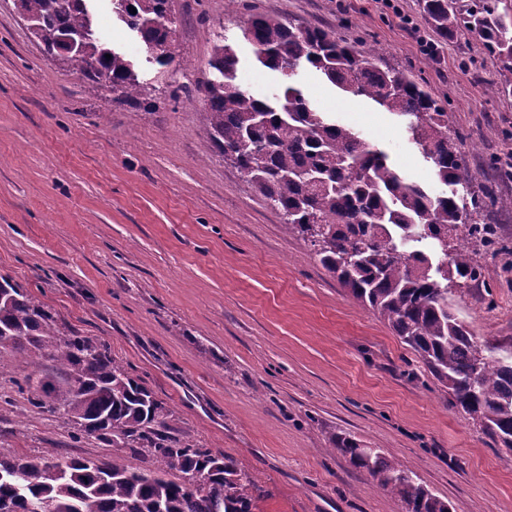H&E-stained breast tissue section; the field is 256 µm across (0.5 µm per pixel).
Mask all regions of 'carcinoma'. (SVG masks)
Here are the masks:
<instances>
[{"label": "carcinoma", "mask_w": 512, "mask_h": 512, "mask_svg": "<svg viewBox=\"0 0 512 512\" xmlns=\"http://www.w3.org/2000/svg\"><path fill=\"white\" fill-rule=\"evenodd\" d=\"M54 2L17 0L21 14L38 24L44 51H56L65 32L80 37L81 47L61 58L70 71L124 99L146 95L128 55L102 42L86 0H71L62 14ZM167 2L112 0L113 13L143 43L161 46V66L178 56L175 40L163 31ZM423 2L437 33L466 29L486 41L500 76L498 92H511L512 0ZM241 34L257 65L279 74L280 89L258 97L237 84L236 49L217 36L209 66L220 78L204 86L206 134L282 212L284 229L308 242L320 265L415 352L449 404L511 449L512 343L478 341L448 294L481 281L472 241L497 244L495 227L476 220L483 203L512 206V198L470 194L461 139L448 134V110L404 70L382 68L376 48L360 50L322 28L293 27L261 14ZM302 64L342 93L405 119L409 141L447 190L434 194L406 180L385 151L314 107L295 75L286 73ZM9 352L57 369L52 376L13 378L30 405L65 416L75 439L93 437L120 453L110 460H60L49 450L0 453V512L256 510L260 488L234 457L171 436V410L105 345L60 335L42 302L8 282L0 288V377L7 374ZM333 445L405 512H450L408 466L379 449L340 435ZM124 451L143 466L128 465Z\"/></svg>", "instance_id": "carcinoma-1"}]
</instances>
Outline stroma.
I'll return each instance as SVG.
<instances>
[{"label": "stroma", "instance_id": "1", "mask_svg": "<svg viewBox=\"0 0 512 512\" xmlns=\"http://www.w3.org/2000/svg\"><path fill=\"white\" fill-rule=\"evenodd\" d=\"M181 61H147L140 41L95 0L108 46L133 60L148 95L95 91L52 61L16 0H0V279L109 348L172 411V435L233 456L264 489L256 512H403L332 449L343 434L409 466L451 512H512V448L448 403L415 353L329 274L205 132L201 90L217 35L236 43L238 83L264 95L251 14L316 26L381 49L448 110L474 191L512 198V97L481 40L441 37L423 0H170ZM437 46L429 53L425 44ZM323 111L387 150L403 175L439 191L402 124L305 80ZM502 248L479 251L482 284L450 300L478 339L512 341V209L487 207ZM13 373L34 372L16 360ZM0 377V451L108 457L73 440Z\"/></svg>", "mask_w": 512, "mask_h": 512}]
</instances>
